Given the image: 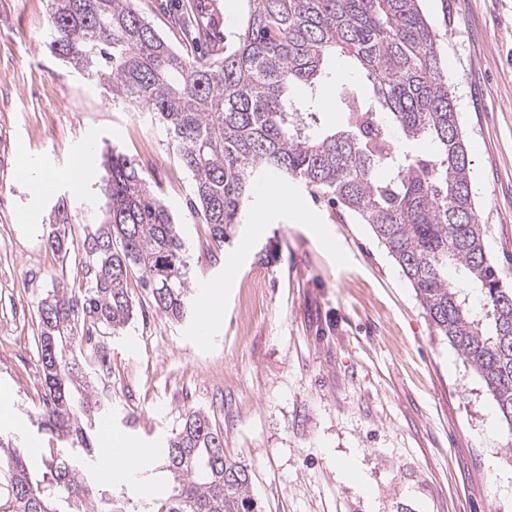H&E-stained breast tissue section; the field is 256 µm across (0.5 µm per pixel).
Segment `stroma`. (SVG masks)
<instances>
[{"label":"stroma","instance_id":"1","mask_svg":"<svg viewBox=\"0 0 512 512\" xmlns=\"http://www.w3.org/2000/svg\"><path fill=\"white\" fill-rule=\"evenodd\" d=\"M51 0H0V391L11 416L0 435L24 448L33 476L58 441L31 426L43 393L34 343L36 307L58 281L84 288L85 256L61 255L50 233L81 240L103 205L99 152L134 160L164 198L190 247L194 287L224 284L220 318L198 339L194 300L179 322L158 314L139 271L128 288L134 317L105 337L112 366L109 412L97 437L121 434L162 447L185 413H207L224 452L246 464L261 512H512V432L481 378L438 336L416 293L369 225L322 194L294 184L295 207L262 198L260 222L236 225L217 248L188 208L193 178L150 113L113 99L105 82L51 53ZM243 0H135L138 13L180 53L207 45L172 24L194 13L199 28L231 36ZM429 19L448 14L445 74L473 160L476 211L487 251L512 286V0H420ZM82 164L81 182L36 195L45 170ZM72 221L51 224L57 201ZM237 267L226 272L228 257ZM351 462L354 473L342 470ZM159 456L138 480L103 482L133 505L169 489Z\"/></svg>","mask_w":512,"mask_h":512}]
</instances>
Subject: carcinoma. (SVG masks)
<instances>
[{
	"label": "carcinoma",
	"mask_w": 512,
	"mask_h": 512,
	"mask_svg": "<svg viewBox=\"0 0 512 512\" xmlns=\"http://www.w3.org/2000/svg\"><path fill=\"white\" fill-rule=\"evenodd\" d=\"M246 2L245 20L222 55L185 57L133 0H52L49 46L163 125L193 176L190 211L217 247L242 223L269 173L330 196L369 225L434 331L480 375L511 431L512 288L487 252L472 159L443 68L448 0L437 24L419 0ZM336 58L355 64L363 88L341 93L343 120L327 128L316 96ZM294 87L305 91L304 104L291 97ZM396 133L429 151L405 152ZM104 166L107 209L83 241L88 288L76 297L60 282L37 305L44 392L32 423L65 451L35 479L23 451L0 439V512H129L117 498L93 495L85 471L68 458L97 457L92 420L109 399L83 382L63 351L87 321L104 335L127 326L134 268L156 309L182 319L191 267L173 215L136 163L112 149ZM161 455L172 488L155 512H259L247 466L224 453L223 433L207 414H186Z\"/></svg>",
	"instance_id": "1"
}]
</instances>
